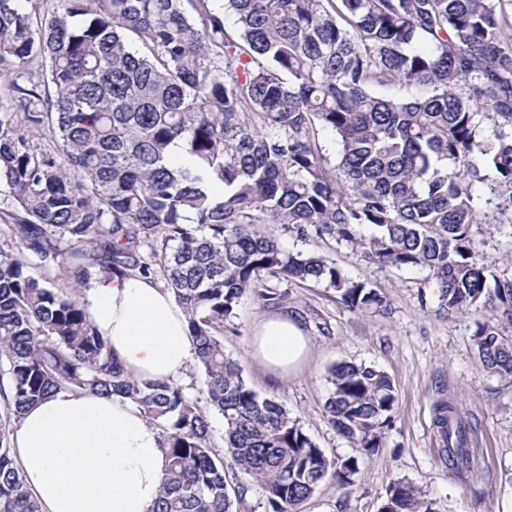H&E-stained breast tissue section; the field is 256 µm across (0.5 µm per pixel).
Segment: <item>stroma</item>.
Masks as SVG:
<instances>
[{
  "label": "stroma",
  "mask_w": 512,
  "mask_h": 512,
  "mask_svg": "<svg viewBox=\"0 0 512 512\" xmlns=\"http://www.w3.org/2000/svg\"><path fill=\"white\" fill-rule=\"evenodd\" d=\"M473 234L491 273L511 276L512 238L490 232L486 224L475 225ZM280 238L289 249L335 262L350 277L378 288L389 302L385 312L364 315L346 307L325 285L289 286V305L306 318L311 352L299 370L283 379L248 354L267 308L244 297L224 324V353L239 362L250 386L260 395L280 396L328 456L358 460L353 487L324 481L303 512H379L388 487L398 482L421 489L438 512H512V379L491 373L478 357L473 332L484 312H440L423 271L369 265L331 239L304 240L286 232ZM341 362L374 365L394 384L397 413L373 452L355 447L328 421L329 370ZM442 398L468 413L477 428L478 469L464 482L450 475L433 425Z\"/></svg>",
  "instance_id": "35a3bbf8"
}]
</instances>
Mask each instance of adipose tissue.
Listing matches in <instances>:
<instances>
[{"mask_svg": "<svg viewBox=\"0 0 512 512\" xmlns=\"http://www.w3.org/2000/svg\"><path fill=\"white\" fill-rule=\"evenodd\" d=\"M84 294L92 321L135 376L176 381L185 374L194 346L172 293L125 276L91 280ZM309 348L300 321L280 312L261 320L251 353L286 376ZM11 440L44 512H152L159 498L163 439L129 401L60 391L30 407Z\"/></svg>", "mask_w": 512, "mask_h": 512, "instance_id": "ef3b65f1", "label": "adipose tissue"}]
</instances>
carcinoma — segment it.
<instances>
[{
	"label": "carcinoma",
	"instance_id": "obj_1",
	"mask_svg": "<svg viewBox=\"0 0 512 512\" xmlns=\"http://www.w3.org/2000/svg\"><path fill=\"white\" fill-rule=\"evenodd\" d=\"M0 0V512H43L9 426L68 390L134 403L164 438L154 512H237L208 409L176 382L139 379L112 354L81 297L96 277L161 278L185 312L224 418L231 467L266 512H298L327 478L354 485L278 396L261 397L224 353V321L251 295L288 307L282 283L315 281L363 314L387 299L316 253L262 229L345 242L373 265L420 269L446 313L483 309L473 342L512 379V276L476 251L475 193L512 190V0ZM48 72H32L34 62ZM415 89L389 97L377 88ZM336 141V163L323 133ZM180 141L193 164L171 163ZM491 230L512 237V194ZM38 269L62 287L49 288ZM329 422L371 451L393 422L389 376L339 363ZM448 470L471 468L473 426L442 399ZM380 512H436L394 483Z\"/></svg>",
	"mask_w": 512,
	"mask_h": 512
}]
</instances>
